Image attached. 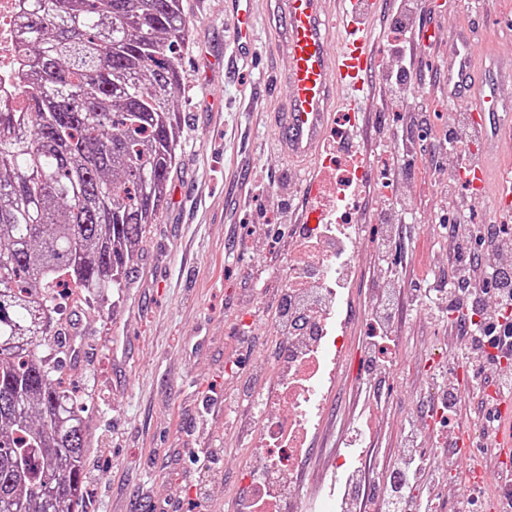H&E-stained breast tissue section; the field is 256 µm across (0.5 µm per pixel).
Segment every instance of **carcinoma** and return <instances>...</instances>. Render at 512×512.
Segmentation results:
<instances>
[{
  "mask_svg": "<svg viewBox=\"0 0 512 512\" xmlns=\"http://www.w3.org/2000/svg\"><path fill=\"white\" fill-rule=\"evenodd\" d=\"M24 111L0 100V512H87L86 400L59 289L126 287L180 143L183 0H25Z\"/></svg>",
  "mask_w": 512,
  "mask_h": 512,
  "instance_id": "obj_1",
  "label": "carcinoma"
}]
</instances>
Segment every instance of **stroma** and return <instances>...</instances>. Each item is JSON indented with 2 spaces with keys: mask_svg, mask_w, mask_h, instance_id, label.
<instances>
[{
  "mask_svg": "<svg viewBox=\"0 0 512 512\" xmlns=\"http://www.w3.org/2000/svg\"><path fill=\"white\" fill-rule=\"evenodd\" d=\"M256 2L259 52L246 58L224 0H183L193 41L181 60V147L167 202L131 263L127 288L104 302L67 304L51 325L76 348L66 375L88 401V512H235L244 475L266 464L245 395L272 381L277 299L294 260L292 217L276 209L283 199L301 206L304 180L273 148L272 119L285 93L274 76L288 60L269 51L280 32L275 0ZM405 12L410 25L434 33L417 47L420 71L406 95L390 80L388 47L380 49L371 161L387 179L364 200L370 215L359 230L345 312L349 349L292 485L307 498L331 494L336 452L360 430L367 451L355 475L360 486L382 493L410 440L436 462L431 485L416 486L415 498L427 512H459L460 490L443 472L450 430L430 414L438 372L430 358L443 354L462 375L471 368L459 336L424 295L448 278L452 242L439 187L460 166L444 145L456 120L443 67L448 35L482 30L484 17L463 0H432L428 12L405 0ZM420 99L426 122L406 124ZM386 199L409 205L413 217L394 225L382 259L371 212ZM386 290L400 302L390 327L397 353L372 372L365 347Z\"/></svg>",
  "mask_w": 512,
  "mask_h": 512,
  "instance_id": "obj_1",
  "label": "stroma"
}]
</instances>
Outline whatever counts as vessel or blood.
Masks as SVG:
<instances>
[{
	"label": "vessel or blood",
	"mask_w": 512,
	"mask_h": 512,
	"mask_svg": "<svg viewBox=\"0 0 512 512\" xmlns=\"http://www.w3.org/2000/svg\"><path fill=\"white\" fill-rule=\"evenodd\" d=\"M255 0H225L232 19V37L244 51L251 50L257 29ZM382 0H278L281 40L274 49L289 61L278 80L286 88L284 108L276 121L275 149L298 168L320 156L333 133L336 114L346 117L347 131L367 135L374 110L372 97L375 62L380 40L375 21ZM453 53L448 58V96L464 106L481 149L463 160L472 197L496 213L512 211V61L492 60V69L480 73L476 60L486 44L467 29L451 32ZM315 174L306 178V205L298 223L316 222L320 194ZM505 423L487 452L496 461L512 458V407L499 409ZM451 448L470 458L477 444L471 429L458 425ZM487 465H474L461 484L463 493L478 490L496 477Z\"/></svg>",
	"instance_id": "vessel-or-blood-1"
}]
</instances>
